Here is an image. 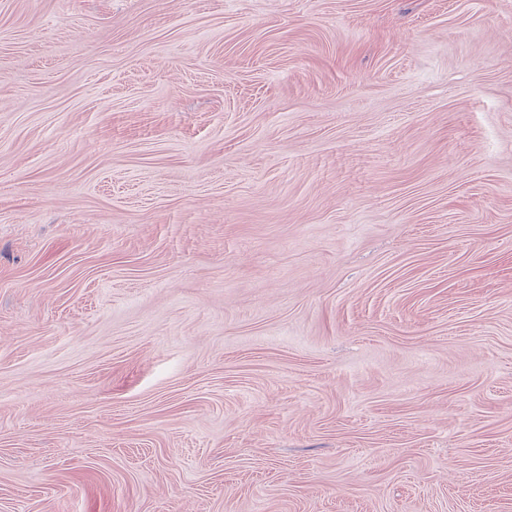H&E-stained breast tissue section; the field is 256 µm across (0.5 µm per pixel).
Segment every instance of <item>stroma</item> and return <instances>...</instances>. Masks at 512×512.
Returning <instances> with one entry per match:
<instances>
[{"label":"stroma","mask_w":512,"mask_h":512,"mask_svg":"<svg viewBox=\"0 0 512 512\" xmlns=\"http://www.w3.org/2000/svg\"><path fill=\"white\" fill-rule=\"evenodd\" d=\"M0 512H512V0H0Z\"/></svg>","instance_id":"obj_1"}]
</instances>
